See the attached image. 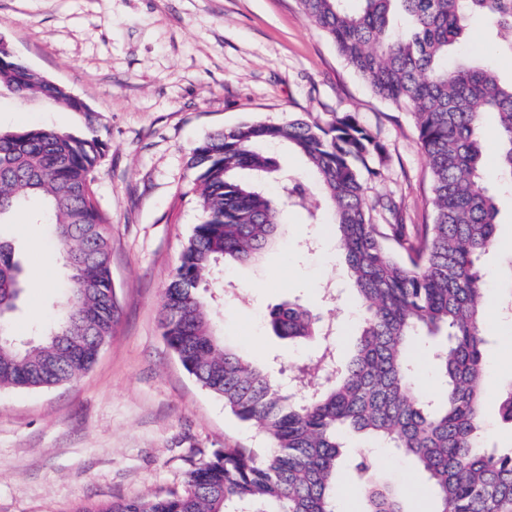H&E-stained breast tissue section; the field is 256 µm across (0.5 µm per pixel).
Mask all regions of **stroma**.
Listing matches in <instances>:
<instances>
[{
  "instance_id": "1",
  "label": "stroma",
  "mask_w": 512,
  "mask_h": 512,
  "mask_svg": "<svg viewBox=\"0 0 512 512\" xmlns=\"http://www.w3.org/2000/svg\"><path fill=\"white\" fill-rule=\"evenodd\" d=\"M0 36L41 75L102 116L107 148L95 198L112 221V285L119 316L92 368L44 390L0 389V512H73L87 502L149 497L182 488L193 466L221 448L269 446L222 398L201 386L168 346L160 317L165 287L201 219L188 165L208 135L251 121L301 116L319 123L353 113L386 148L365 176L377 224H425L427 160L410 115L381 99L301 12L297 0H0ZM512 79V55L492 49L474 22L455 48ZM78 113L0 93V128L80 127ZM319 190L288 209L278 238L250 263H226L211 284L215 330L258 364L295 371L315 361V342L291 343L268 326L270 309L297 302L336 327L350 351L360 324L352 282ZM498 251L483 260L487 392L484 434L512 448L496 388L512 378V310L499 273L512 248V208L496 227ZM24 267L10 318L19 341L49 323L67 271L57 243L19 212L0 226ZM379 474L407 512H433L427 480L412 462L372 447Z\"/></svg>"
}]
</instances>
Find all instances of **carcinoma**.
I'll return each mask as SVG.
<instances>
[{
  "label": "carcinoma",
  "mask_w": 512,
  "mask_h": 512,
  "mask_svg": "<svg viewBox=\"0 0 512 512\" xmlns=\"http://www.w3.org/2000/svg\"><path fill=\"white\" fill-rule=\"evenodd\" d=\"M299 9L372 91L406 110L430 173L431 223H372L360 169L373 175L383 145L350 113L328 124L290 119L247 122L217 131L189 158L196 169L202 219L185 243L164 292V337L184 369L224 400L240 421L257 426L270 448H225L193 468L185 489L91 504L80 512H338L342 449L367 435L413 461L432 483L434 512H512V449L483 443L486 394L482 259L497 248L501 205L512 199V79L448 52L476 18L512 53V0H297ZM36 98L83 115L82 129L31 127L0 132V225L36 204L63 251L68 292L38 340L8 331L23 289L15 247L0 238V387L38 390L89 371L118 319L112 298L110 217L97 205L94 170L104 155L101 116L22 58H0V91ZM492 112L499 125L493 157L481 129ZM286 144L317 179L337 227L336 247L353 279L361 326L351 358L340 355L334 325L297 302L277 305L270 325L290 341L321 339L316 362L295 381L325 378L295 398L265 368L216 335L201 293L220 262L254 260L273 240L282 213L307 204L306 185L261 150ZM493 160L499 187L487 182ZM281 183L276 197L263 181ZM444 337L433 348L443 377L434 401L416 388L407 358L413 339ZM500 418L512 424V381L498 393ZM353 471L370 477L374 460L355 449ZM364 512H404L399 495L368 483Z\"/></svg>",
  "instance_id": "obj_1"
}]
</instances>
